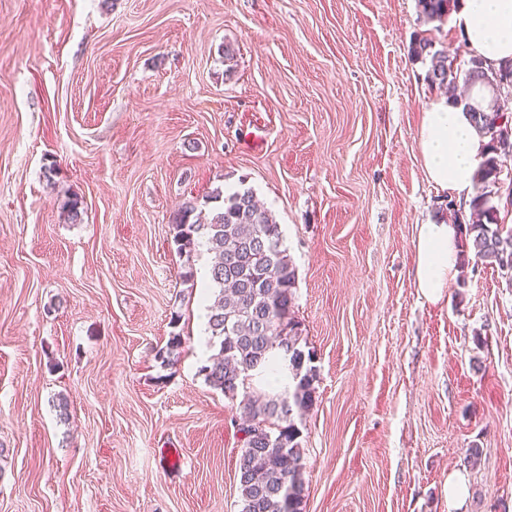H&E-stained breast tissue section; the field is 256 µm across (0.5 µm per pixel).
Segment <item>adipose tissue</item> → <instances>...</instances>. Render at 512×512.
Returning <instances> with one entry per match:
<instances>
[{"mask_svg": "<svg viewBox=\"0 0 512 512\" xmlns=\"http://www.w3.org/2000/svg\"><path fill=\"white\" fill-rule=\"evenodd\" d=\"M455 20L471 56L486 66L512 62V0H460ZM487 140L474 129L465 107L436 98L423 112L419 147L430 182L457 200L470 202ZM460 236L455 224L438 220L420 225L415 241V285L436 303L457 272Z\"/></svg>", "mask_w": 512, "mask_h": 512, "instance_id": "ef3b65f1", "label": "adipose tissue"}]
</instances>
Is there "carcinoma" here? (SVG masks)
Returning a JSON list of instances; mask_svg holds the SVG:
<instances>
[{
  "mask_svg": "<svg viewBox=\"0 0 512 512\" xmlns=\"http://www.w3.org/2000/svg\"><path fill=\"white\" fill-rule=\"evenodd\" d=\"M459 0H418L422 17L443 21ZM411 56L429 62L427 81L448 89L462 83L489 86L496 92L512 86V62L497 69L475 57L453 65L448 48H435L426 36L415 40ZM477 133L488 138L487 155L476 177L470 210L464 222L453 201L445 204L460 227L463 250L459 268L471 260L491 264L512 285V227L501 217V205L512 208V190L501 179L506 146L512 132L491 134L495 123L512 127V113L495 98L485 107L467 105ZM222 204L205 212L194 202L183 203L171 219L172 242L190 260L203 248L215 255L210 270L213 293L208 305V333L217 352L200 368L205 381L234 401L241 399L248 424L239 428L241 454L237 478L241 512H304L306 482L303 448L295 419L316 403L319 375L314 351L304 337L294 311L298 274L284 246L279 224L258 204L254 192L243 188L225 194L214 190ZM182 338L175 333L156 352L164 367L175 365ZM288 361V389L262 398L245 393L248 381L276 362Z\"/></svg>",
  "mask_w": 512,
  "mask_h": 512,
  "instance_id": "carcinoma-1",
  "label": "carcinoma"
}]
</instances>
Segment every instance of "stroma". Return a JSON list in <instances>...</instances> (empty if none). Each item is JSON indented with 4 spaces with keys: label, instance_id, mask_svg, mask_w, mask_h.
<instances>
[{
    "label": "stroma",
    "instance_id": "obj_1",
    "mask_svg": "<svg viewBox=\"0 0 512 512\" xmlns=\"http://www.w3.org/2000/svg\"><path fill=\"white\" fill-rule=\"evenodd\" d=\"M420 35L457 32L417 0H0V512H240V406L200 373L210 256L182 282L169 224L243 185L317 354L305 512H450L455 471L460 512H512V288L482 262L441 302L414 285L449 200Z\"/></svg>",
    "mask_w": 512,
    "mask_h": 512
}]
</instances>
